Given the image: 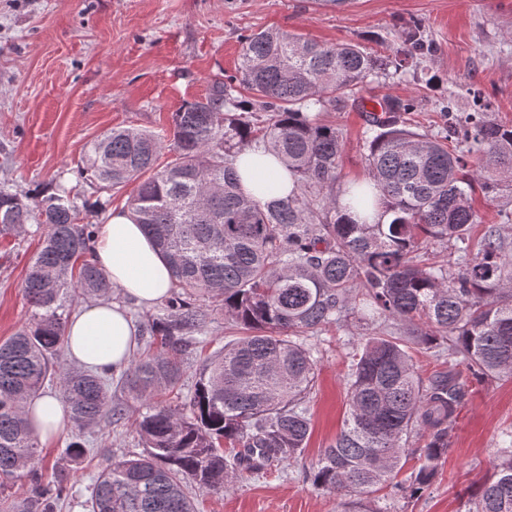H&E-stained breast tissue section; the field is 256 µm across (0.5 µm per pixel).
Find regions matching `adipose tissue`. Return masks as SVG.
<instances>
[{
    "mask_svg": "<svg viewBox=\"0 0 512 512\" xmlns=\"http://www.w3.org/2000/svg\"><path fill=\"white\" fill-rule=\"evenodd\" d=\"M237 171L246 193L260 202L285 196L292 188L280 163L257 149L240 155ZM93 260L122 299L96 302L73 316L66 328L67 357L84 370L125 367L138 336L127 306L148 307L165 298L172 287L170 270L144 226L126 209L113 210L101 226ZM25 413L43 440L56 436L69 422L66 405L51 394L27 400Z\"/></svg>",
    "mask_w": 512,
    "mask_h": 512,
    "instance_id": "ef3b65f1",
    "label": "adipose tissue"
}]
</instances>
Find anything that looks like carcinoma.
<instances>
[{
  "mask_svg": "<svg viewBox=\"0 0 512 512\" xmlns=\"http://www.w3.org/2000/svg\"><path fill=\"white\" fill-rule=\"evenodd\" d=\"M399 40L381 59L357 42L328 46L280 29L247 35L237 74L172 113L165 165L157 164L164 141L148 130L113 128L87 148L80 177L114 189L140 180L128 210L172 276L160 310L141 316L142 333L159 349L133 358L124 374L143 452L107 463L89 512H194L189 484L220 493L297 458L311 433L305 398L317 368L307 336L355 313L412 330L366 332L348 352L346 418L310 472L316 488L359 497L358 512H384L360 501L378 485L413 497L429 490L468 380L512 378V214L501 212L502 223L484 225L475 241L481 217L472 205L475 189L492 202L501 183H512V125L485 112L456 113L445 135L430 137L406 121L416 98L387 97L380 113L367 115V178L336 200L342 135L318 113L429 50L420 22ZM450 138L482 149L485 165L468 169L448 151ZM259 146L293 183L265 204L247 195L235 168ZM78 214V195L63 184L24 197L0 188V234L34 224L43 236L23 283L31 322L0 341V489L23 473L32 488L22 502L1 498L0 512H59L68 498L65 474L41 481L24 401L56 383L80 430L124 414L109 376L60 362L67 307L112 289L88 259L96 233ZM427 241L449 254L430 260ZM207 307L224 309L225 320L249 334L206 362L188 402L153 401L158 389L181 382V356L206 331ZM413 341L448 371L423 379ZM409 455L419 461L409 481L390 483ZM492 468L467 512H512L511 434Z\"/></svg>",
  "mask_w": 512,
  "mask_h": 512,
  "instance_id": "carcinoma-1",
  "label": "carcinoma"
}]
</instances>
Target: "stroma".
Segmentation results:
<instances>
[{
	"label": "stroma",
	"mask_w": 512,
	"mask_h": 512,
	"mask_svg": "<svg viewBox=\"0 0 512 512\" xmlns=\"http://www.w3.org/2000/svg\"><path fill=\"white\" fill-rule=\"evenodd\" d=\"M422 22L429 54L407 72L367 79L356 90L364 103L383 97L424 98L412 126L434 136L448 126L435 104L485 112L512 125V0H0V186L21 195L74 187L79 223L100 227L126 207L131 187L114 189L79 178L87 146L123 126L168 132L184 102L203 97L217 77L236 74L245 35L279 28L337 44L358 41L390 54L398 33ZM343 135L339 185L366 176L365 115L357 108L321 112ZM39 235L0 236V340L29 323L22 285ZM210 330L184 357L181 393L193 389L203 360L240 331L223 311L207 312ZM356 320L310 336L317 347L315 385L307 398L312 433L301 455L248 475L224 492L194 486L196 512H346L347 498L313 486L309 473L340 431L346 415L347 354L360 338ZM512 430V379L470 383L437 481L418 499L369 495L373 507L394 512H465L466 491L491 473L503 431ZM89 448L82 462L66 459L73 440ZM44 480L69 478L63 512L85 503L104 456L142 447L132 415L101 419L77 431L66 426L41 444Z\"/></svg>",
	"instance_id": "stroma-1"
}]
</instances>
